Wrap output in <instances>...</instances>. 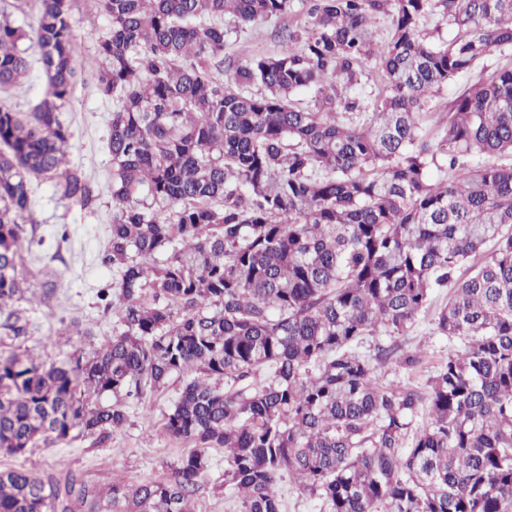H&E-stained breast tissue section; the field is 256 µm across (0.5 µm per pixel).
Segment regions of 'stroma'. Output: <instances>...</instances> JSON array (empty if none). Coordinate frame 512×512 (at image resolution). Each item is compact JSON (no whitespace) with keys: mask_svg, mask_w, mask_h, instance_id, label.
<instances>
[{"mask_svg":"<svg viewBox=\"0 0 512 512\" xmlns=\"http://www.w3.org/2000/svg\"><path fill=\"white\" fill-rule=\"evenodd\" d=\"M307 9V0H292L291 9L285 15L257 20L243 30L229 29L224 44L225 60L243 61L256 55L279 54L281 30L304 25ZM74 19L78 31V81L75 97L63 108L61 118L72 131L69 153L72 167L102 186L103 193L94 211L86 212L60 199L51 182L33 181L32 214L38 240L24 252L20 274L33 286L44 272H52L59 288L50 305L28 303L31 321L28 336L0 341L2 354L16 351L59 363L92 352L112 336V318L103 313L97 297L100 289L112 284L111 267L102 265L98 259L114 207L106 191L112 173L107 149L112 100L98 90V69L86 64L109 23L105 16L91 10L85 0H78L75 5ZM444 302V297H437L431 311L419 316L412 332L399 337L403 349L423 347L425 357L412 371L391 372V379L426 389L429 378L450 348L448 340L436 334L434 326L436 311ZM76 320L89 328L88 336L75 338L72 323ZM184 382V377H171L152 395L149 407H130L125 427L108 441L100 443L75 431L62 443L43 445L18 455L0 453V470H27L58 478L70 474L78 482L101 491L107 490L116 477L134 484L162 478L187 450L186 445L161 431ZM195 504L197 512H243L240 500L224 482L223 452L212 453L210 472L200 486Z\"/></svg>","mask_w":512,"mask_h":512,"instance_id":"35a3bbf8","label":"stroma"}]
</instances>
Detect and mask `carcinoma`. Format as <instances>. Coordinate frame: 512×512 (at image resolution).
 Wrapping results in <instances>:
<instances>
[{"label":"carcinoma","instance_id":"obj_1","mask_svg":"<svg viewBox=\"0 0 512 512\" xmlns=\"http://www.w3.org/2000/svg\"><path fill=\"white\" fill-rule=\"evenodd\" d=\"M73 2L40 0L28 33L9 21L23 0L0 7V91L31 69L22 40L45 76L34 111L0 107V335L14 339L30 324L31 181L84 211L101 196L68 168L59 118ZM84 2L110 25L92 63L112 98V287L98 292L112 338L69 363L0 357V452L75 429L104 442L174 375L187 381L162 431L191 448L166 477L114 478L104 495L0 470V512H193L213 448L244 512H282L285 478L326 512H512V0H312L280 54L228 65L224 17L247 27L291 0ZM430 14L456 35L430 41ZM496 52L506 63L427 130L433 93ZM445 289L435 332L460 349L426 393L387 379L423 351L364 341L409 334Z\"/></svg>","mask_w":512,"mask_h":512}]
</instances>
